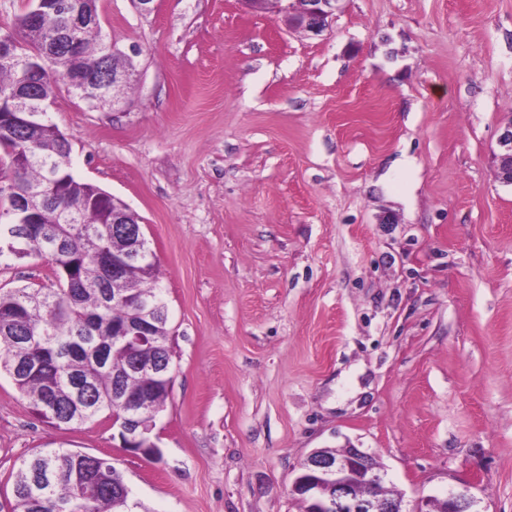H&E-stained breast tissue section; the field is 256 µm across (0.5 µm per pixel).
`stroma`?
<instances>
[{
  "label": "stroma",
  "instance_id": "35a3bbf8",
  "mask_svg": "<svg viewBox=\"0 0 512 512\" xmlns=\"http://www.w3.org/2000/svg\"><path fill=\"white\" fill-rule=\"evenodd\" d=\"M97 6L137 79L116 109L59 90L50 116L156 255L162 457L57 426L1 374L0 512L59 447L147 512H303L301 462L349 446L411 510L512 512V0H341L318 36L241 0ZM55 285L49 260L0 263L2 291Z\"/></svg>",
  "mask_w": 512,
  "mask_h": 512
}]
</instances>
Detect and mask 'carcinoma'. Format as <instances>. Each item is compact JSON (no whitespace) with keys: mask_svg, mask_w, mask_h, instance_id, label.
Listing matches in <instances>:
<instances>
[{"mask_svg":"<svg viewBox=\"0 0 512 512\" xmlns=\"http://www.w3.org/2000/svg\"><path fill=\"white\" fill-rule=\"evenodd\" d=\"M93 20L60 33L56 21L16 18L8 35L24 57L37 56L47 69L30 73L23 57L0 54V99L33 89L55 94L61 82L79 72L97 73L103 60L129 71L103 33L97 0H68ZM63 133L51 118L22 131L1 122L0 147L11 170L13 187L43 195L40 224L14 250L0 247V261L48 257L55 266L56 288H20L0 292V372L42 416L58 425L92 422L105 415L123 426L128 414L117 394L146 397L138 407L142 419L163 407L166 379L141 365L159 353L170 356L168 307L149 259L146 239L139 242L143 261L114 278L100 265L99 253L123 250L112 236V219L103 209L116 203L103 189L75 176L51 189L52 171L72 170ZM153 335L124 344L119 329L141 319ZM41 470L51 473L44 484ZM12 512H131L130 491L123 475L106 459L95 461L67 448H45L22 460L13 486Z\"/></svg>","mask_w":512,"mask_h":512,"instance_id":"1","label":"carcinoma"}]
</instances>
